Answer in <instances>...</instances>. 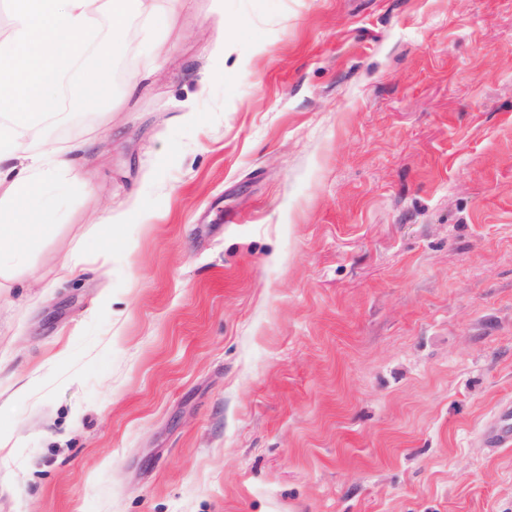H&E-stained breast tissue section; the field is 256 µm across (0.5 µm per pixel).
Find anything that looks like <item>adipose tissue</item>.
Wrapping results in <instances>:
<instances>
[{
  "label": "adipose tissue",
  "mask_w": 512,
  "mask_h": 512,
  "mask_svg": "<svg viewBox=\"0 0 512 512\" xmlns=\"http://www.w3.org/2000/svg\"><path fill=\"white\" fill-rule=\"evenodd\" d=\"M11 7V30L0 39V99L15 105L0 117V251L51 234V225L36 223L34 212L17 200L32 198L47 178L76 173L63 152L34 155L21 171L9 170L26 132L40 116L56 111L57 91L71 72L87 88L79 104H92L91 91L102 84L98 69L87 66L82 41L94 27L97 0H11Z\"/></svg>",
  "instance_id": "ef3b65f1"
}]
</instances>
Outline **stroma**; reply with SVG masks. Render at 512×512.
Returning <instances> with one entry per match:
<instances>
[{"mask_svg":"<svg viewBox=\"0 0 512 512\" xmlns=\"http://www.w3.org/2000/svg\"><path fill=\"white\" fill-rule=\"evenodd\" d=\"M102 2L111 98L32 130L81 178L0 263V512H512V0H160L117 50ZM486 443L491 448L512 445V409L501 413L496 421L484 434Z\"/></svg>","mask_w":512,"mask_h":512,"instance_id":"35a3bbf8","label":"stroma"}]
</instances>
